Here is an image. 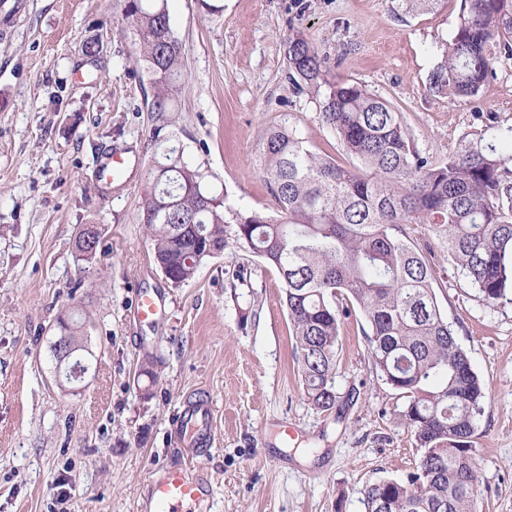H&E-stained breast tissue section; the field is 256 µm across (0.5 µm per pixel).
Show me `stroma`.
<instances>
[{
  "label": "stroma",
  "instance_id": "stroma-1",
  "mask_svg": "<svg viewBox=\"0 0 512 512\" xmlns=\"http://www.w3.org/2000/svg\"><path fill=\"white\" fill-rule=\"evenodd\" d=\"M124 6H0V512H141L150 472L188 460L215 477L213 512H364V486L404 479L419 451L397 421L404 398L371 371L362 318L340 329L335 409H315L276 267L232 243L171 284L140 219L147 173L176 146L227 206L277 215L262 132L284 121L353 167L317 101L288 79L296 30L336 80L392 103L434 161L486 125H512V61L480 98L451 103L429 75L461 0H168L184 69L160 116ZM111 153L125 160L124 186L98 178ZM85 224L102 227L89 262L74 249ZM436 272L438 305L486 383L478 512H512V305L478 298L446 260ZM139 289L161 296L155 320L134 319ZM64 314L84 328L89 372L74 385L57 383L51 353ZM190 396L213 408L211 446L191 459L170 427Z\"/></svg>",
  "mask_w": 512,
  "mask_h": 512
}]
</instances>
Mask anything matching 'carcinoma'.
<instances>
[{"label":"carcinoma","mask_w":512,"mask_h":512,"mask_svg":"<svg viewBox=\"0 0 512 512\" xmlns=\"http://www.w3.org/2000/svg\"><path fill=\"white\" fill-rule=\"evenodd\" d=\"M168 0H127L126 17L162 115L180 91L182 45ZM460 23L429 76L455 102L480 96L512 60V0H462ZM288 78L319 101L322 121L360 161L347 168L312 151L284 122L263 131V173L276 217L232 212L200 168L170 152L154 159L141 221L156 264L174 284L202 240L236 244L275 266L305 393L336 407V345L343 319L360 313L372 372L406 398L398 414L420 452L403 480L365 486V512H476L473 438L485 397L436 297L437 256L489 303L512 304V126L488 125L448 160L423 155L399 113L358 82H336L301 35L286 42ZM424 224L429 235L414 234Z\"/></svg>","instance_id":"1"}]
</instances>
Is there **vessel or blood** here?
Masks as SVG:
<instances>
[{
	"mask_svg": "<svg viewBox=\"0 0 512 512\" xmlns=\"http://www.w3.org/2000/svg\"><path fill=\"white\" fill-rule=\"evenodd\" d=\"M162 303L156 296L137 292L133 312L142 320L155 319ZM212 408L203 401L185 402L171 421L179 442L187 447L203 445L210 439ZM212 475L191 465H170L153 472L147 480V512H199L213 495Z\"/></svg>",
	"mask_w": 512,
	"mask_h": 512,
	"instance_id": "b4317fda",
	"label": "vessel or blood"
}]
</instances>
